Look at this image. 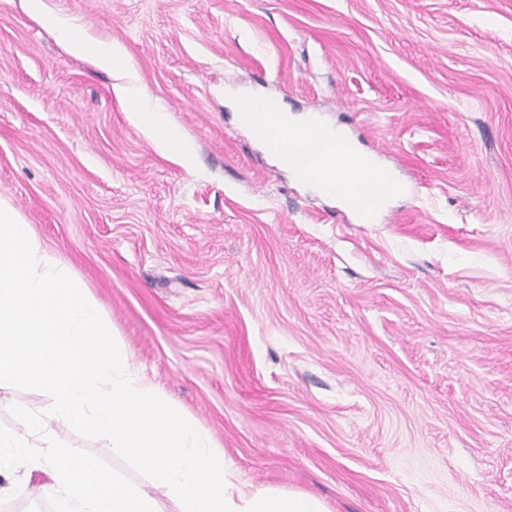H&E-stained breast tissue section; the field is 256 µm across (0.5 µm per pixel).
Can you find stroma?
<instances>
[{
  "mask_svg": "<svg viewBox=\"0 0 512 512\" xmlns=\"http://www.w3.org/2000/svg\"><path fill=\"white\" fill-rule=\"evenodd\" d=\"M44 2L131 67L0 0V198L142 372L254 484L332 512H512V0ZM234 92L344 128L403 193L360 223L275 163ZM49 402L1 387L0 425ZM26 4L28 13L54 33L65 52L82 57L100 69L118 73L127 71L128 55L120 45L109 40L85 37L68 18L46 13L43 0H26ZM128 110L146 132L153 147L162 155L186 162L190 149L179 133L168 123L163 111L150 107L141 97L127 96Z\"/></svg>",
  "mask_w": 512,
  "mask_h": 512,
  "instance_id": "1",
  "label": "stroma"
}]
</instances>
